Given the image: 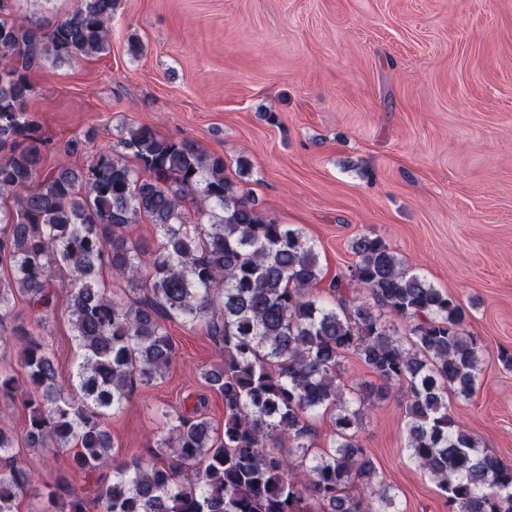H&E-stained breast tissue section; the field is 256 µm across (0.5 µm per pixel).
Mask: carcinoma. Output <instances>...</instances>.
I'll return each mask as SVG.
<instances>
[{
    "mask_svg": "<svg viewBox=\"0 0 512 512\" xmlns=\"http://www.w3.org/2000/svg\"><path fill=\"white\" fill-rule=\"evenodd\" d=\"M116 3L77 0L48 27L0 0V199L14 202L0 208V328L16 321L20 299L33 313L0 336V396L26 410L21 434L0 429V512H20L34 483L15 462L20 450L54 457L72 446L70 469L94 480L101 512H386L393 497L358 439V406L394 387L408 392L409 458L448 512H512V466L448 412V396L476 391L482 341L464 307L382 238L352 239L357 261L323 301L312 294L322 275L314 246L265 216L224 176V158L189 139L135 125L82 170L45 166L51 141L29 110L28 72L105 51ZM143 218L156 230L152 248L126 235ZM104 273L124 296L99 287ZM58 288L80 355L68 385L43 335ZM388 316L405 321V339L390 334ZM172 320L219 345L220 363L199 378L224 399L223 432L173 411L155 441L165 463L119 460L106 416L169 370ZM349 353L381 381L356 399L338 381ZM319 411L334 430L315 451L309 417ZM37 496L40 512H86L64 477Z\"/></svg>",
    "mask_w": 512,
    "mask_h": 512,
    "instance_id": "cac0c4a2",
    "label": "carcinoma"
}]
</instances>
